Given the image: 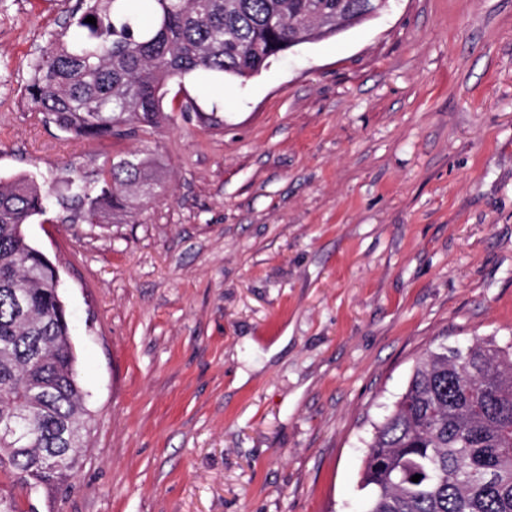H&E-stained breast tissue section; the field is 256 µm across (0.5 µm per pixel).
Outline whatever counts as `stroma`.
<instances>
[{
  "mask_svg": "<svg viewBox=\"0 0 512 512\" xmlns=\"http://www.w3.org/2000/svg\"><path fill=\"white\" fill-rule=\"evenodd\" d=\"M78 0H0V178L145 150L138 218L27 226L90 413L66 491L21 512H360L364 439L437 337L512 340V0H389L247 80L193 73L140 137L27 109ZM196 110L175 112L178 100Z\"/></svg>",
  "mask_w": 512,
  "mask_h": 512,
  "instance_id": "stroma-1",
  "label": "stroma"
}]
</instances>
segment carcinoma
Instances as JSON below:
<instances>
[{
	"mask_svg": "<svg viewBox=\"0 0 512 512\" xmlns=\"http://www.w3.org/2000/svg\"><path fill=\"white\" fill-rule=\"evenodd\" d=\"M338 2L80 0L68 39L32 60L25 102L70 136L146 133L163 118L170 83L194 72L250 78L346 29ZM346 3L362 19L379 0ZM62 183L58 194L24 175L0 180V428L15 429L0 441V472L26 489L68 488L86 422L67 310L26 225L53 198L87 224L132 217L160 178L153 154L131 152ZM361 489L364 512H512V341L428 349L374 426Z\"/></svg>",
	"mask_w": 512,
	"mask_h": 512,
	"instance_id": "1",
	"label": "carcinoma"
}]
</instances>
